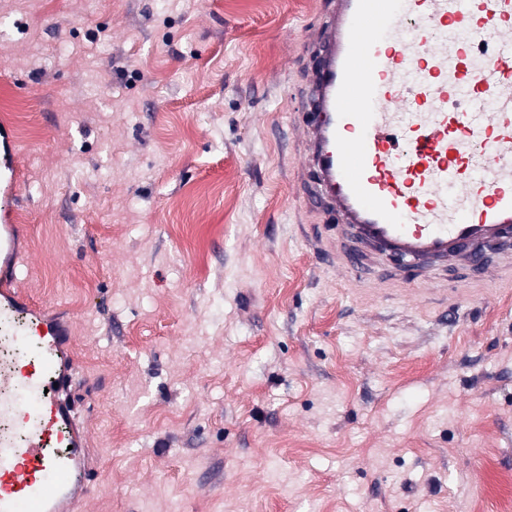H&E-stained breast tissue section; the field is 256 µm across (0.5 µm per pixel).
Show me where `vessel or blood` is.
<instances>
[{
    "instance_id": "b4317fda",
    "label": "vessel or blood",
    "mask_w": 512,
    "mask_h": 512,
    "mask_svg": "<svg viewBox=\"0 0 512 512\" xmlns=\"http://www.w3.org/2000/svg\"><path fill=\"white\" fill-rule=\"evenodd\" d=\"M327 16L303 38L324 52L315 110L299 139L300 178L371 250L421 262L472 259L512 235V0H320ZM461 32L455 43L441 32ZM14 135L0 124V260L15 266ZM29 315L28 357L0 365V419L26 434L0 439V512H76L98 469L71 409L46 398L73 363L65 325L0 287V328ZM69 444L67 454L49 442Z\"/></svg>"
}]
</instances>
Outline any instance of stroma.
Wrapping results in <instances>:
<instances>
[{
	"label": "stroma",
	"mask_w": 512,
	"mask_h": 512,
	"mask_svg": "<svg viewBox=\"0 0 512 512\" xmlns=\"http://www.w3.org/2000/svg\"><path fill=\"white\" fill-rule=\"evenodd\" d=\"M4 11L13 286L70 329L65 399L101 468L84 512H500L512 240L337 267L294 181L317 0Z\"/></svg>",
	"instance_id": "35a3bbf8"
}]
</instances>
